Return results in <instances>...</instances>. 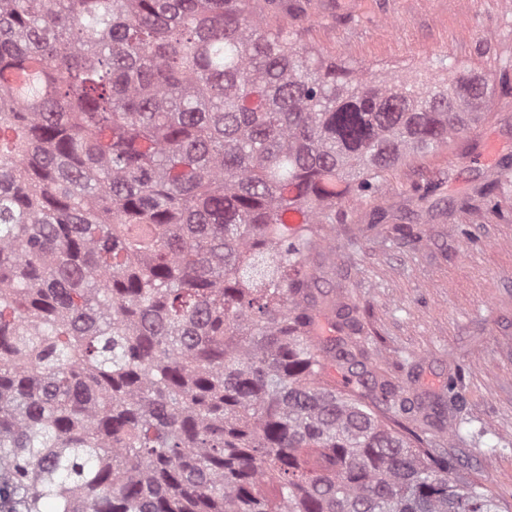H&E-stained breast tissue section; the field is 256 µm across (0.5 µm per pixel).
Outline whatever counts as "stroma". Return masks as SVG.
Instances as JSON below:
<instances>
[{"mask_svg":"<svg viewBox=\"0 0 512 512\" xmlns=\"http://www.w3.org/2000/svg\"><path fill=\"white\" fill-rule=\"evenodd\" d=\"M302 43L363 70L408 73L431 57L469 61L496 88L467 135L390 171L375 203L349 206L331 236L337 304L359 325L371 378L430 406L465 374L468 435L431 431L451 478L479 481L512 503V0H314ZM500 210L477 195L498 176ZM428 188L419 198L415 187ZM409 214L415 236L362 232L371 206Z\"/></svg>","mask_w":512,"mask_h":512,"instance_id":"obj_1","label":"stroma"}]
</instances>
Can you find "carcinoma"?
Returning <instances> with one entry per match:
<instances>
[{"mask_svg":"<svg viewBox=\"0 0 512 512\" xmlns=\"http://www.w3.org/2000/svg\"><path fill=\"white\" fill-rule=\"evenodd\" d=\"M306 5L0 0L12 512H512L324 336L356 322L312 261L493 89L446 56L435 78L328 62L288 27Z\"/></svg>","mask_w":512,"mask_h":512,"instance_id":"1","label":"carcinoma"}]
</instances>
